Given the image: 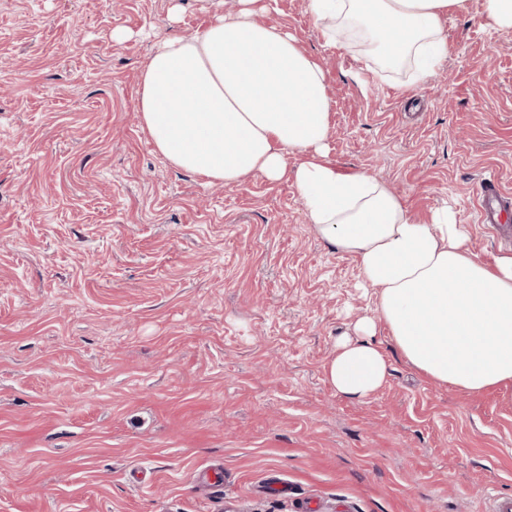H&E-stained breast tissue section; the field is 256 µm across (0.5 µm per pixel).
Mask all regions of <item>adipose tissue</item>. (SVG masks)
I'll use <instances>...</instances> for the list:
<instances>
[{"label":"adipose tissue","mask_w":512,"mask_h":512,"mask_svg":"<svg viewBox=\"0 0 512 512\" xmlns=\"http://www.w3.org/2000/svg\"><path fill=\"white\" fill-rule=\"evenodd\" d=\"M215 11L202 34L160 40L140 76V121L172 166L235 185L259 172L292 180L312 230L353 256L377 290L325 365L327 381L363 400L390 364L373 337L385 324L403 357L441 385L479 393L512 383V254L480 261L453 212L413 218L383 183L329 158L331 101L320 60L256 21L265 0ZM465 0H308L326 44H368L382 67L411 63L424 81L448 55L444 23ZM296 163H289V156Z\"/></svg>","instance_id":"ef3b65f1"}]
</instances>
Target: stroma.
I'll list each match as a JSON object with an SVG mask.
<instances>
[{
  "label": "stroma",
  "mask_w": 512,
  "mask_h": 512,
  "mask_svg": "<svg viewBox=\"0 0 512 512\" xmlns=\"http://www.w3.org/2000/svg\"><path fill=\"white\" fill-rule=\"evenodd\" d=\"M480 2L407 94L410 68L370 77L307 0L257 19L323 62L330 159L420 222L451 208L491 264L512 243L475 189L495 174L512 195V30ZM208 19L200 0H0V512H487L512 495V383L437 384L382 326L387 382L336 393L337 338L377 314L357 260L292 182L211 184L155 151L140 73ZM215 465L223 490L197 492Z\"/></svg>",
  "instance_id": "1"
}]
</instances>
